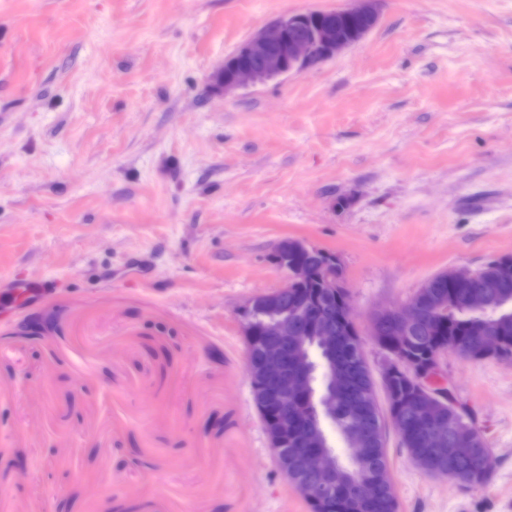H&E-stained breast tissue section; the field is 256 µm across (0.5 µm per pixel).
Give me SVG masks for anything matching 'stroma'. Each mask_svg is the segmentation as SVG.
<instances>
[{
	"label": "stroma",
	"mask_w": 512,
	"mask_h": 512,
	"mask_svg": "<svg viewBox=\"0 0 512 512\" xmlns=\"http://www.w3.org/2000/svg\"><path fill=\"white\" fill-rule=\"evenodd\" d=\"M352 0H0V512H310L278 470L238 311L295 239L370 316L512 256V0H378L300 74L213 76L290 13ZM444 366L490 484L423 472L392 423L398 512H512V363Z\"/></svg>",
	"instance_id": "1"
}]
</instances>
